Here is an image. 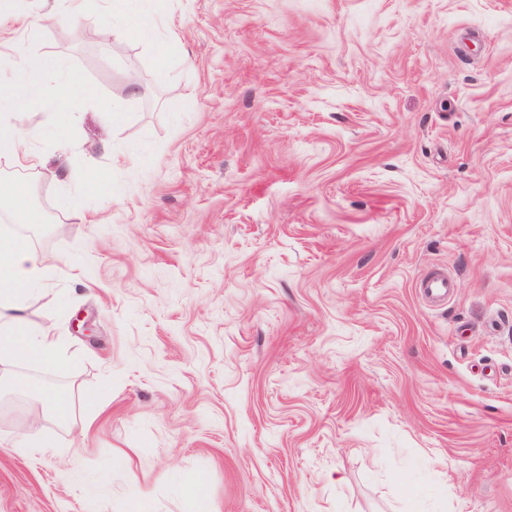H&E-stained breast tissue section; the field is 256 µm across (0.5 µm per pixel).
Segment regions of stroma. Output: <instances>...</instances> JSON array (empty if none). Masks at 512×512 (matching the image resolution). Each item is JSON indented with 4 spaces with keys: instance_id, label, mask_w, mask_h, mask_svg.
<instances>
[{
    "instance_id": "35a3bbf8",
    "label": "stroma",
    "mask_w": 512,
    "mask_h": 512,
    "mask_svg": "<svg viewBox=\"0 0 512 512\" xmlns=\"http://www.w3.org/2000/svg\"><path fill=\"white\" fill-rule=\"evenodd\" d=\"M66 7L0 20V68L91 94L63 142L53 76L6 117L47 221L0 239L66 364L0 395V512H512V0H163L148 40ZM44 385L74 429L31 426ZM12 77L0 81V112L10 114L30 97L33 83L48 73L60 76L63 88L68 92L70 102L84 95V88L72 74L67 72L60 60L45 55H20L11 67ZM421 288H425L424 292L427 296L446 297L449 292L453 291L454 284L448 275L436 272L428 276L421 284Z\"/></svg>"
}]
</instances>
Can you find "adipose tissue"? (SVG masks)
Here are the masks:
<instances>
[{
  "label": "adipose tissue",
  "mask_w": 512,
  "mask_h": 512,
  "mask_svg": "<svg viewBox=\"0 0 512 512\" xmlns=\"http://www.w3.org/2000/svg\"><path fill=\"white\" fill-rule=\"evenodd\" d=\"M156 15L144 11L141 0H114L113 26L118 34L151 36ZM12 77L0 81V112L17 110L29 98L33 83L46 74L60 76L70 99L83 96L84 89L65 71L60 60L45 55H20ZM47 277L43 256L26 241L0 243V366L7 368L26 358L52 365L60 359L61 336L29 321L24 311L29 297L42 291Z\"/></svg>",
  "instance_id": "obj_1"
}]
</instances>
